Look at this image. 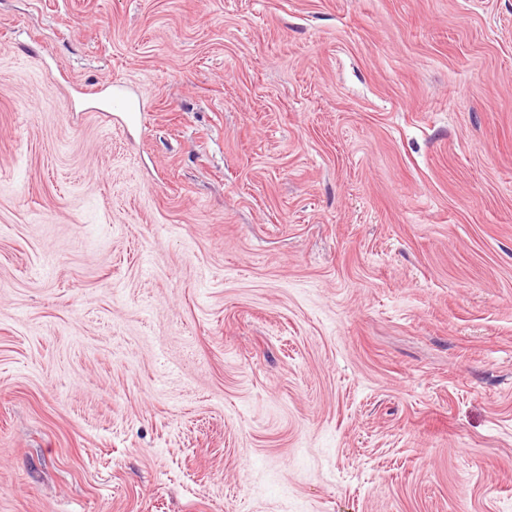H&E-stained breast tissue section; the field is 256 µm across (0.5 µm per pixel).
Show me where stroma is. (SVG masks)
I'll return each mask as SVG.
<instances>
[{
	"label": "stroma",
	"mask_w": 512,
	"mask_h": 512,
	"mask_svg": "<svg viewBox=\"0 0 512 512\" xmlns=\"http://www.w3.org/2000/svg\"><path fill=\"white\" fill-rule=\"evenodd\" d=\"M0 512H512V0H0Z\"/></svg>",
	"instance_id": "1"
}]
</instances>
